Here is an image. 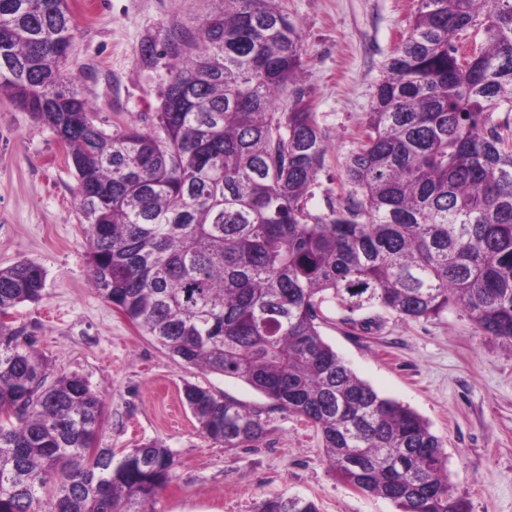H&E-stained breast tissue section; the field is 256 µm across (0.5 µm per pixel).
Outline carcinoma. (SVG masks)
I'll return each instance as SVG.
<instances>
[{
  "label": "carcinoma",
  "mask_w": 512,
  "mask_h": 512,
  "mask_svg": "<svg viewBox=\"0 0 512 512\" xmlns=\"http://www.w3.org/2000/svg\"><path fill=\"white\" fill-rule=\"evenodd\" d=\"M144 61L171 60L146 126L107 132L76 77L69 0H0V96L67 150L91 283L171 357L249 385L246 407L187 383L199 431L254 447L269 414L310 423L347 486L398 512H469L429 424L381 396L322 337L326 311L368 330L457 305L512 349V0H416L376 85L347 194L309 209L326 136L306 49L279 0H216ZM480 37L471 45L461 39ZM45 270L0 267V316L43 299ZM0 321V512H154L175 458L149 441L93 450L99 396ZM257 512H319L269 496Z\"/></svg>",
  "instance_id": "cac0c4a2"
}]
</instances>
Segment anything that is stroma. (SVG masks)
I'll return each instance as SVG.
<instances>
[{"instance_id": "1", "label": "stroma", "mask_w": 512, "mask_h": 512, "mask_svg": "<svg viewBox=\"0 0 512 512\" xmlns=\"http://www.w3.org/2000/svg\"><path fill=\"white\" fill-rule=\"evenodd\" d=\"M416 0H281L307 49L303 74L328 151L310 205L325 211L344 193L342 164L369 111L382 66L399 45ZM78 32L67 68L96 105L106 130L154 111L168 58L141 59L149 39L190 24L205 0H71ZM74 169L53 133L0 97V266L21 259L46 271L45 295L16 308L52 375L83 376L104 403L99 447L115 454L151 440L176 469L156 512H255L261 499H312L320 512H397L388 500L351 490L324 458L313 427L272 413L254 448L205 437L183 404L194 383L245 406L267 399L249 385L183 365L91 288ZM321 333L381 395L416 411L438 436L449 480L470 512H512V350L480 335L465 313L404 322L377 314L371 332L328 310Z\"/></svg>"}]
</instances>
